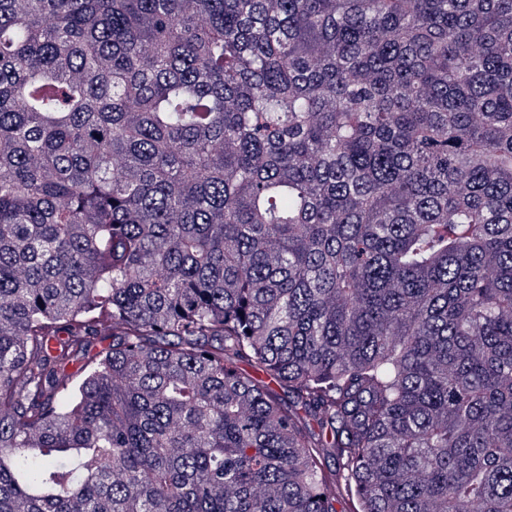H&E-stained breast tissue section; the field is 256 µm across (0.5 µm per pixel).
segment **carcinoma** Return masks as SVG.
I'll return each mask as SVG.
<instances>
[{
    "instance_id": "carcinoma-1",
    "label": "carcinoma",
    "mask_w": 512,
    "mask_h": 512,
    "mask_svg": "<svg viewBox=\"0 0 512 512\" xmlns=\"http://www.w3.org/2000/svg\"><path fill=\"white\" fill-rule=\"evenodd\" d=\"M336 478L512 512V0H0V512Z\"/></svg>"
}]
</instances>
